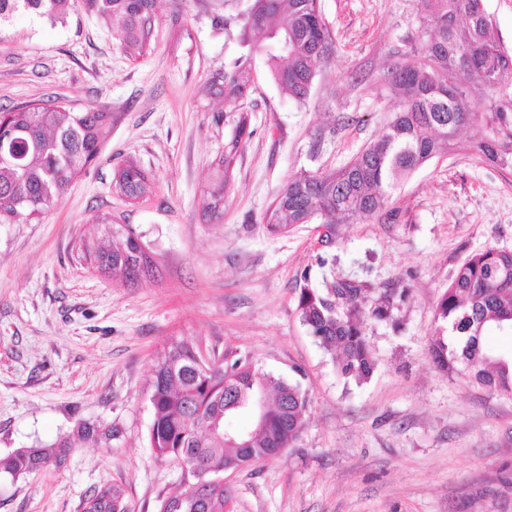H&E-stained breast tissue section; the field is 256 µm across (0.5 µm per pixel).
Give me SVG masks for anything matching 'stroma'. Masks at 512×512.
Returning <instances> with one entry per match:
<instances>
[{"mask_svg": "<svg viewBox=\"0 0 512 512\" xmlns=\"http://www.w3.org/2000/svg\"><path fill=\"white\" fill-rule=\"evenodd\" d=\"M250 3L163 0L135 57L79 7L63 26L24 11L0 24V111L49 99L112 115L100 157L61 201L0 224V459L71 443L62 462L1 474L0 512H86L112 483L131 512H158L181 472L149 446V382L182 338L249 359L309 399L284 457L225 472L224 512H512V394L431 355L436 304L458 267L488 247L512 250V167L460 147L401 183L389 223L269 232L265 213L294 172L337 168L381 134L398 106L383 77L420 15L415 0H320L329 51L299 107L240 41ZM245 55L252 84L238 108L210 82ZM236 138L214 217L204 192ZM126 160L152 193L117 192L113 171ZM119 225L153 264L133 282L84 254ZM345 281L367 310L395 297L387 319L365 323L376 367L361 383L337 373L296 310L303 286ZM88 428L112 438L82 442Z\"/></svg>", "mask_w": 512, "mask_h": 512, "instance_id": "35a3bbf8", "label": "stroma"}]
</instances>
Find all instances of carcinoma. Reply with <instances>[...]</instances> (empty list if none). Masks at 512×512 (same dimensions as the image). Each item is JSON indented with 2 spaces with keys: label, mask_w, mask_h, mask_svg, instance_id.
Returning <instances> with one entry per match:
<instances>
[{
  "label": "carcinoma",
  "mask_w": 512,
  "mask_h": 512,
  "mask_svg": "<svg viewBox=\"0 0 512 512\" xmlns=\"http://www.w3.org/2000/svg\"><path fill=\"white\" fill-rule=\"evenodd\" d=\"M162 0H0V20L23 10L52 23L63 22L74 4L116 28L124 50L141 54L148 45ZM419 35L389 68L386 84L399 107L385 131L347 164L322 172L301 170L288 179L264 221L272 231L313 220L333 231L338 224L388 220L389 203L400 182L446 149L459 144L467 127L476 129L465 143L486 163L512 165V56L500 49L483 0H418ZM328 28L319 0H252L244 16L241 40L263 50L278 88L289 100L306 101L318 63L328 50ZM251 83V69L234 64L216 74L212 93L237 103ZM112 128L110 112H75L48 100L3 113L0 138L19 153L17 162H0V224L46 213L74 179L99 155ZM241 137L224 151L222 175L205 201L219 216ZM115 187L130 199L151 190L135 164L115 171ZM98 267L123 280L150 268L138 240L122 230L112 245L94 249ZM361 289L341 283L323 295L304 287L297 311L302 323L325 348L339 349V373L357 382L373 372L375 361L363 329L365 320L388 318L393 296L366 312ZM440 323L432 355L453 358L481 384L512 393V364L482 343L490 330L512 331V251L487 248L468 256L441 295L435 309ZM455 338L448 345L445 331ZM200 346L188 339L172 343L158 358L150 380L153 422L149 445L157 459L185 466L208 481L230 466L279 457L303 429L309 400L300 385L256 369L248 360L213 358L198 365ZM270 395L266 424L254 426L255 397ZM245 435L230 441L225 434ZM19 448L4 472L12 477L62 461V448ZM198 478L181 480L167 496L179 512H224V490L202 496ZM86 512H130L118 484L94 492Z\"/></svg>",
  "instance_id": "carcinoma-1"
}]
</instances>
